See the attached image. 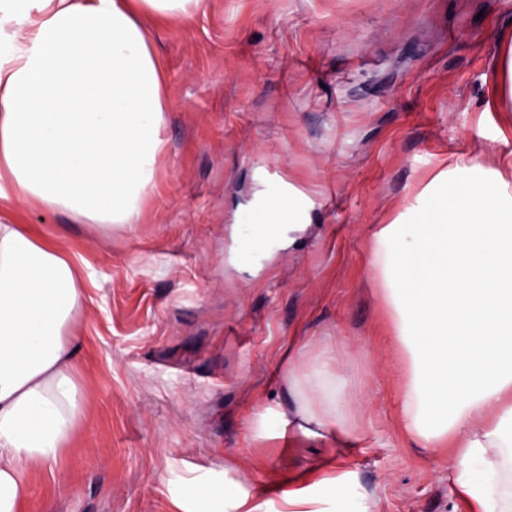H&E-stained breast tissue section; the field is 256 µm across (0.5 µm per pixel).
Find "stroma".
<instances>
[{"label": "stroma", "mask_w": 512, "mask_h": 512, "mask_svg": "<svg viewBox=\"0 0 512 512\" xmlns=\"http://www.w3.org/2000/svg\"><path fill=\"white\" fill-rule=\"evenodd\" d=\"M164 71L158 187L135 231L66 212L0 211L80 264L76 328L91 402L30 512H173L201 473L234 460L265 497L334 459L373 512H469L448 454L413 443L387 316L368 257L378 229L448 165L512 150L495 70L512 0H205L188 18L143 16ZM307 192L312 227L256 275L224 265V227L253 189ZM340 344L365 388L356 447L250 440L287 404L288 347Z\"/></svg>", "instance_id": "stroma-1"}]
</instances>
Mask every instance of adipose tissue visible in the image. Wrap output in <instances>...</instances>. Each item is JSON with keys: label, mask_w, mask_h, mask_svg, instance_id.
Listing matches in <instances>:
<instances>
[{"label": "adipose tissue", "mask_w": 512, "mask_h": 512, "mask_svg": "<svg viewBox=\"0 0 512 512\" xmlns=\"http://www.w3.org/2000/svg\"><path fill=\"white\" fill-rule=\"evenodd\" d=\"M204 0H0V200L135 228L163 150V71L139 21L189 17ZM495 179L457 157L375 234L369 263L389 320L401 423L419 447L449 446L451 481L470 512H512V151ZM311 225L300 189L238 206L225 262L255 273ZM84 308L77 265L0 220V512H29L33 474L57 465L90 396L76 377ZM332 337L286 355L290 407H263L253 436L298 435L346 448L361 384L337 370ZM225 463L175 497L208 512H373L353 474L291 481L276 500Z\"/></svg>", "instance_id": "adipose-tissue-1"}]
</instances>
